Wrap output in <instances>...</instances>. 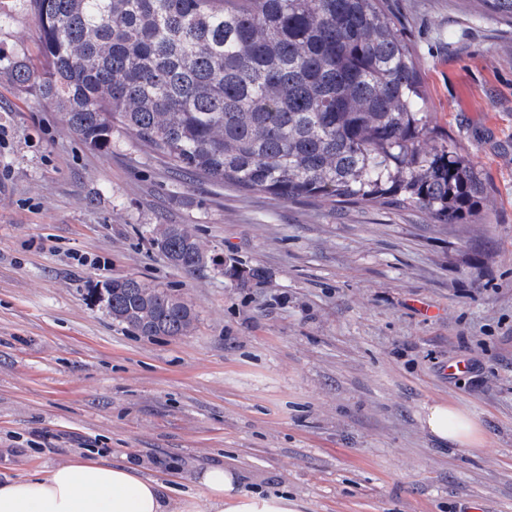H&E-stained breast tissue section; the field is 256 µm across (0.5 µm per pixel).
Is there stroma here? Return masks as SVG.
Here are the masks:
<instances>
[{"label":"stroma","mask_w":512,"mask_h":512,"mask_svg":"<svg viewBox=\"0 0 512 512\" xmlns=\"http://www.w3.org/2000/svg\"><path fill=\"white\" fill-rule=\"evenodd\" d=\"M386 5L431 126L481 173L479 223L242 190L122 130L88 148L13 83V63L41 67L37 28L0 0L1 474L101 457L180 500L219 464L305 512H512V24L477 0ZM162 224L185 225L209 266L174 267ZM116 276L183 295L195 332L113 321L88 291ZM434 401L467 408L484 448L429 437Z\"/></svg>","instance_id":"obj_1"}]
</instances>
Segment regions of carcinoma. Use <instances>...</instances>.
<instances>
[{
  "label": "carcinoma",
  "instance_id": "carcinoma-1",
  "mask_svg": "<svg viewBox=\"0 0 512 512\" xmlns=\"http://www.w3.org/2000/svg\"><path fill=\"white\" fill-rule=\"evenodd\" d=\"M43 58L15 85L54 102L89 148L132 134L171 167L335 208L363 203L470 224L482 178L460 149L429 141L417 63L384 0H22ZM512 23V0H481ZM156 246L187 274L208 265L182 224ZM112 320L140 336L192 334L181 295L118 276Z\"/></svg>",
  "mask_w": 512,
  "mask_h": 512
}]
</instances>
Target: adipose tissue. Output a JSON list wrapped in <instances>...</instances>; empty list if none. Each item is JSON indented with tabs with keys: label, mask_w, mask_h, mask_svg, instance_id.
<instances>
[{
	"label": "adipose tissue",
	"mask_w": 512,
	"mask_h": 512,
	"mask_svg": "<svg viewBox=\"0 0 512 512\" xmlns=\"http://www.w3.org/2000/svg\"><path fill=\"white\" fill-rule=\"evenodd\" d=\"M423 429L452 446L482 447L478 422L464 408L425 405ZM200 498L174 502L171 488L125 464L94 458L58 465L37 478L0 480V512H301L285 492L247 491L235 469L205 467L195 476Z\"/></svg>",
	"instance_id": "1"
}]
</instances>
